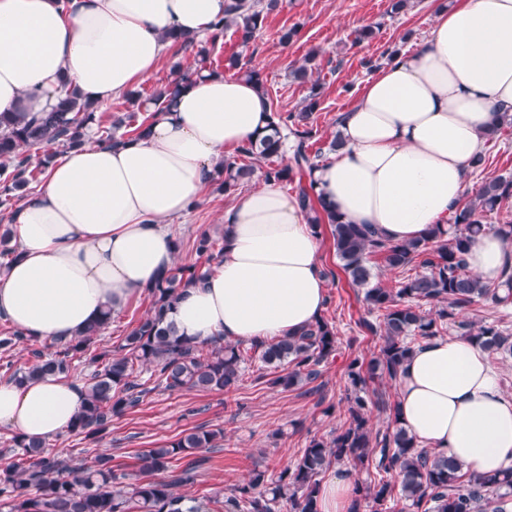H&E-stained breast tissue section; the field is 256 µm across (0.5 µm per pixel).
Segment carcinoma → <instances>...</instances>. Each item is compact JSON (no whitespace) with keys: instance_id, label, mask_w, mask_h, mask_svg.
I'll return each instance as SVG.
<instances>
[{"instance_id":"cac0c4a2","label":"carcinoma","mask_w":512,"mask_h":512,"mask_svg":"<svg viewBox=\"0 0 512 512\" xmlns=\"http://www.w3.org/2000/svg\"><path fill=\"white\" fill-rule=\"evenodd\" d=\"M282 0H225L224 17L215 27L219 34L234 29L239 45L254 44L269 16L280 11ZM171 45L181 49L198 48L193 68L177 64L164 87L148 100L137 90L127 93L138 109L149 105L153 112L140 118L136 113L113 116L112 125L101 130L100 141L118 144L139 138L150 130L156 113L170 110L189 80L203 72L208 52L202 41L189 34H166ZM317 53L307 54L303 63L289 69V77L309 85L308 95L296 112L271 106L265 133L238 150V154L267 162L262 176L276 183H296V198L319 228L329 227L336 257L350 283L364 289L368 314L379 322L362 320L368 331L382 336L373 357L357 358L346 367L345 423L342 430L324 440L313 436L299 457L278 473L254 467L248 480L235 494L224 498L216 490L208 502L219 503L226 512H319L318 476L332 463H349L354 470L374 469V481L354 482L348 512H388L404 501L409 512H512V469L502 476L472 477L443 452L418 445L397 422V406L389 407L390 423L383 432H373L370 415L374 405L369 385L376 380L395 381L399 368L417 345L440 338L448 324L458 323L462 336L476 342L487 356H512V330L497 320L467 322L458 320L460 309L477 301L495 307L512 303V273L504 279L483 283L473 275L466 254L483 230V217L501 210L512 198V174L485 178L468 202L451 216L447 227L435 226L420 238L392 242L378 236L370 224H348L330 209L316 191L312 176L325 153L342 146L334 133L327 146L313 148L317 131L311 116L321 105V84L313 78ZM230 69L243 71L244 78L265 88L262 73L245 70L239 54L226 60ZM98 106L69 91L58 97L45 115L31 121H16L0 114V207L9 209L21 199L36 179L30 169L33 149L56 148L38 159L46 168L56 154L85 141L88 128L96 121ZM280 163H275V160ZM256 172L252 164L224 159L214 172L217 190L235 193ZM196 253L210 263L219 258L223 247L208 231L195 241ZM409 272L390 288L374 280L378 263ZM208 270L195 264L177 263L151 291L147 314L120 339L115 349L97 350L96 343L110 323L112 313L90 325L75 341L62 344L54 353L33 351L36 360L12 371L14 381L37 377L66 376L72 363L85 362L94 370L85 380V403L68 429L88 440L104 439L112 428V418L125 414L142 402L153 388L167 391L196 390L229 394L241 385L246 362H261L255 381L272 388L288 390L314 382L337 349L336 326L322 318L300 331L240 348L227 342L202 354L200 344L178 335L168 314L181 289L203 279ZM147 373L138 381L135 370ZM224 431L195 428L178 438L147 450L139 457V475L123 482L112 467V456L99 453L88 465L70 466L45 452L47 443L26 442L15 436L12 445L0 450V500L11 512H208L206 504L181 492L196 482L208 458L196 456L202 448H217Z\"/></svg>"}]
</instances>
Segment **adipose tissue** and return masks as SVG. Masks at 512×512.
<instances>
[{
  "label": "adipose tissue",
  "instance_id": "adipose-tissue-1",
  "mask_svg": "<svg viewBox=\"0 0 512 512\" xmlns=\"http://www.w3.org/2000/svg\"><path fill=\"white\" fill-rule=\"evenodd\" d=\"M224 0H0V112L27 121L68 86L102 104L155 78L171 31L211 34ZM270 103L256 84L202 73L149 136L96 139L65 152L14 216L18 255L0 272V318L32 342L71 341L106 311L154 288L174 264V222L215 166L256 140ZM512 116V0H455L427 37L365 79L342 115V147L312 177L336 213L405 242L448 221L497 117ZM224 254L169 314L198 342H260L320 318L321 236L295 196L259 182L224 212ZM466 261L483 281L512 245L476 236ZM398 420L419 444L473 476L512 467V397L484 351L438 338L414 349L396 382ZM85 393L58 376L0 381V427L49 441Z\"/></svg>",
  "mask_w": 512,
  "mask_h": 512
}]
</instances>
